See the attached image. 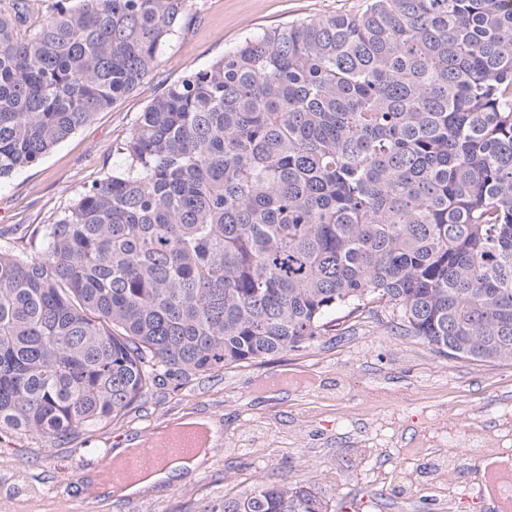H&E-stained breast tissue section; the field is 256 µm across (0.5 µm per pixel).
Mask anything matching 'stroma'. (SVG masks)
<instances>
[{"mask_svg": "<svg viewBox=\"0 0 512 512\" xmlns=\"http://www.w3.org/2000/svg\"><path fill=\"white\" fill-rule=\"evenodd\" d=\"M159 68L35 165L0 182V247L33 255L39 231L119 164L116 145L164 84L206 68L245 36L289 21L357 10L363 0H193ZM196 418L216 451L194 472L132 498L88 496L102 454ZM512 454V364L440 355L393 329L386 312L348 320L311 347L152 387L124 417L49 442L0 436V512H202L259 482L310 483L342 512H496L480 491L483 460L449 456L444 434L472 422ZM452 459L455 478L438 485Z\"/></svg>", "mask_w": 512, "mask_h": 512, "instance_id": "35a3bbf8", "label": "stroma"}]
</instances>
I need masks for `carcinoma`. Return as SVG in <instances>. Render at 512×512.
<instances>
[{
  "instance_id": "cac0c4a2",
  "label": "carcinoma",
  "mask_w": 512,
  "mask_h": 512,
  "mask_svg": "<svg viewBox=\"0 0 512 512\" xmlns=\"http://www.w3.org/2000/svg\"><path fill=\"white\" fill-rule=\"evenodd\" d=\"M0 10V182L133 91L192 0ZM95 180L0 249V431L64 441L374 309L512 363V0H365L171 82ZM203 512H329L283 479Z\"/></svg>"
}]
</instances>
